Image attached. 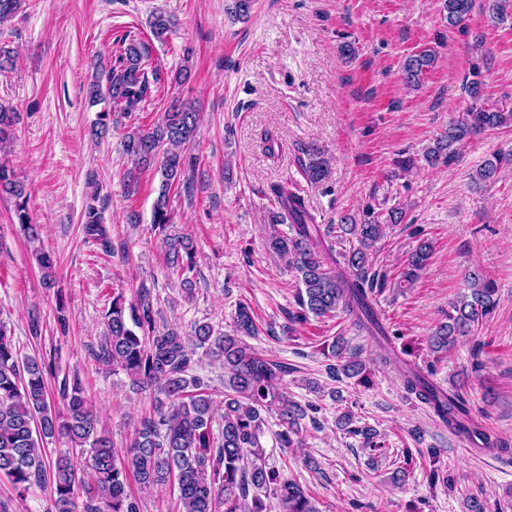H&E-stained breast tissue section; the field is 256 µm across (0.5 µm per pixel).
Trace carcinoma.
Instances as JSON below:
<instances>
[{
  "label": "carcinoma",
  "instance_id": "cac0c4a2",
  "mask_svg": "<svg viewBox=\"0 0 512 512\" xmlns=\"http://www.w3.org/2000/svg\"><path fill=\"white\" fill-rule=\"evenodd\" d=\"M502 24L512 15L502 0H442L448 27H461L476 2ZM174 27L173 19L159 11L152 15L150 28L157 41H164ZM151 45L132 40L118 56L119 66L96 72L87 84L91 103L115 104V110L100 113L90 135L106 137L123 125V120L151 94V85L161 82V73L146 71ZM435 64V54L422 51L407 58L402 69L409 86L420 84L422 76ZM472 106L452 115L424 154L436 164H448L458 156V146L485 130L512 126V107L484 101L482 84L473 79L466 85ZM15 112L0 106V143L8 140ZM198 112L190 102L174 104L161 121L149 127H137L123 135L124 154L136 167L159 163L161 181L153 205L152 228L163 236L167 260L181 273L182 290L190 295L195 268V250L190 237L168 233L173 224L170 192L178 188L190 166L186 146L194 138ZM298 163L307 180L320 183L328 168L322 151L310 143L300 148ZM512 166V153L495 154L477 171L476 179H492L503 168ZM0 194L15 199L14 217L28 239L38 238L40 227L32 223L24 184L14 169L0 161ZM268 195L275 207L267 210L271 232L267 248L287 259L288 268L302 285L297 298L298 310L292 320L301 324L309 317L327 318L342 310L353 325L371 335L383 333L369 296L385 285L384 277L369 271V255L383 238L388 224H400L405 213L393 207L387 214L368 208L363 218L346 215L337 225L339 235L332 243L322 236L309 212L305 199L285 183L269 186ZM287 224L290 232L277 226ZM87 236L102 249L113 251L110 230L90 209L83 226ZM343 246L342 266L333 268L327 259L335 245ZM431 245L423 241L408 254L398 283L411 285L430 258ZM36 262L46 281H51L55 260L45 251L36 253ZM495 283L472 275L468 291L452 303L444 321L436 325L428 338V348L436 355L454 349L459 339L489 318L496 309ZM159 298L150 289L141 288L132 300L124 292L112 294L105 312L106 334L92 360L108 372H123L138 390L155 395L153 412L142 418L129 446L113 447L112 438L98 427V420L86 388L79 376L64 382L59 390L63 410L51 402L47 390L44 362L35 357H20L7 327L0 324V475L6 476L22 496L34 487H48L54 496L56 512H141L138 498L130 491V481L145 490L172 489L177 493L180 512H320L312 498L295 480L286 478L267 465L264 443L265 415L278 413L280 430L274 435L280 448L301 444V421L308 413L318 412L313 404L303 406L288 398L280 382L281 365L265 358L244 341L258 333L251 307L236 304L232 331L224 332L209 323L195 325L187 342L174 328L157 324ZM224 367V398L215 402L199 378L189 374L197 350ZM337 363L331 373L340 370L349 377L364 375L365 365L355 352H346L345 340L334 338L327 346ZM404 390L427 405L448 428L468 439L477 438L491 448V435L471 416L470 404L462 386L444 391L420 371L409 370L402 378ZM223 408L221 431L214 436L213 423L218 408ZM349 434L359 436L367 448L378 449V434L370 426H353L352 415L341 417ZM68 440L85 455L86 467L68 457H48L45 444L56 438Z\"/></svg>",
  "mask_w": 512,
  "mask_h": 512
}]
</instances>
